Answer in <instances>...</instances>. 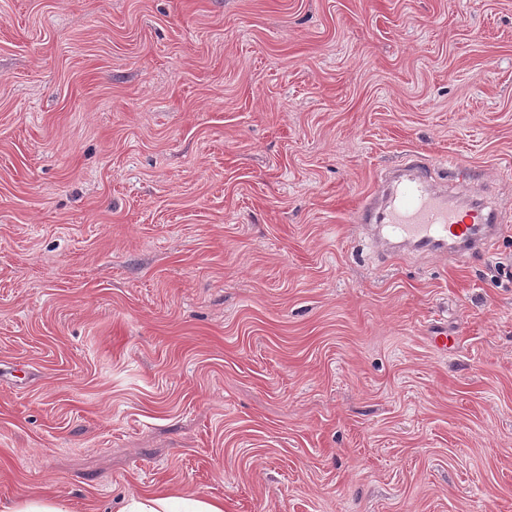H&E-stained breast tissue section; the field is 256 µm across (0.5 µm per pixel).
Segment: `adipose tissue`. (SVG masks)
Returning a JSON list of instances; mask_svg holds the SVG:
<instances>
[{
  "instance_id": "ef3b65f1",
  "label": "adipose tissue",
  "mask_w": 512,
  "mask_h": 512,
  "mask_svg": "<svg viewBox=\"0 0 512 512\" xmlns=\"http://www.w3.org/2000/svg\"><path fill=\"white\" fill-rule=\"evenodd\" d=\"M117 512H224L221 498L160 487L124 497Z\"/></svg>"
}]
</instances>
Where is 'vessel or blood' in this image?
<instances>
[{
    "label": "vessel or blood",
    "instance_id": "obj_1",
    "mask_svg": "<svg viewBox=\"0 0 512 512\" xmlns=\"http://www.w3.org/2000/svg\"><path fill=\"white\" fill-rule=\"evenodd\" d=\"M357 221L371 240L403 250L448 255L465 263L488 253L501 229L498 208L483 200L451 201L421 157L390 173L365 199Z\"/></svg>",
    "mask_w": 512,
    "mask_h": 512
}]
</instances>
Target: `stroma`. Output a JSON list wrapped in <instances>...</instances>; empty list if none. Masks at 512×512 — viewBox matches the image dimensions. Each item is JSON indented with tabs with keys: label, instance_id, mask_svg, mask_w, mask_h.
<instances>
[{
	"label": "stroma",
	"instance_id": "1",
	"mask_svg": "<svg viewBox=\"0 0 512 512\" xmlns=\"http://www.w3.org/2000/svg\"><path fill=\"white\" fill-rule=\"evenodd\" d=\"M411 154L486 258L373 251ZM163 484L512 512V0H0V503Z\"/></svg>",
	"mask_w": 512,
	"mask_h": 512
}]
</instances>
